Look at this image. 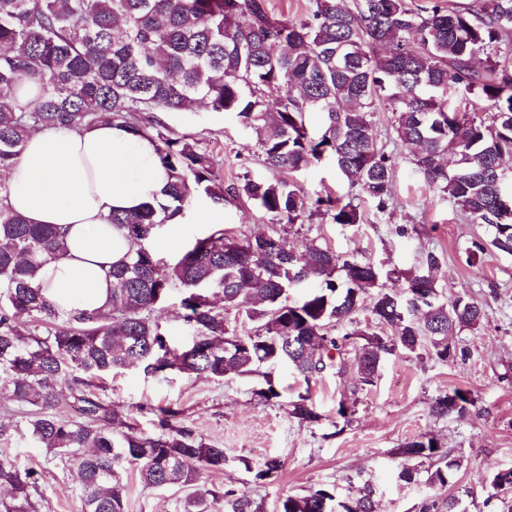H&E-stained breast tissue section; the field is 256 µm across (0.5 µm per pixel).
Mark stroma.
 I'll return each mask as SVG.
<instances>
[{
  "mask_svg": "<svg viewBox=\"0 0 512 512\" xmlns=\"http://www.w3.org/2000/svg\"><path fill=\"white\" fill-rule=\"evenodd\" d=\"M164 120L175 132L194 134L225 186L240 184L247 176L275 178V171L262 162L255 135L235 114L201 107L165 115ZM374 122L378 141L397 162L393 209L383 214L371 201L360 199L362 223L341 226L315 215L287 229V246L301 251L313 241L326 243L336 252H354L397 269V276L384 282L396 293L406 286L404 272L436 253L442 262L437 282L442 296L467 295L486 311L479 330L465 329L454 336L463 357L443 362L398 354L386 361L377 385L367 392L355 391L349 376H337L332 369L307 384L288 367H276L274 375L286 394L309 390L322 416L311 425L290 418L283 402L259 400L255 376L216 382L180 373L152 377L130 368L108 378L107 394L124 404L146 432L154 429L153 407L177 409L178 425L224 450L227 463L222 472L206 476L207 485L246 493L263 502L266 512H275L280 498L314 486H332L345 495L366 482L375 489L376 512H416L427 487L399 482L394 471L401 446L424 434L461 462L448 484L457 512H504L506 502L494 496L491 480L512 469V256L489 248L491 227L467 223L453 202L423 182L410 163L409 148L393 138L391 113H375ZM294 179L310 198L325 192L345 198L350 193L326 159ZM224 226L240 235H258L268 231L271 222L240 197L226 199ZM477 243L484 245L483 253H474ZM472 253L477 256L473 263L468 260ZM455 388L472 392L470 413L435 417L433 401ZM341 400L354 408L351 422L336 414ZM0 448L20 467L42 470L39 512H80L82 490L71 466L47 462L42 449L20 436ZM270 456L283 462L279 476L270 482H254L237 463L245 457L258 464ZM123 481L128 512H183L187 489L144 486L131 468Z\"/></svg>",
  "mask_w": 512,
  "mask_h": 512,
  "instance_id": "obj_1",
  "label": "stroma"
}]
</instances>
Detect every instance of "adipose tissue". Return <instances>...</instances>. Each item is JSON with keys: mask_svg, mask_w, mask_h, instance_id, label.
<instances>
[{"mask_svg": "<svg viewBox=\"0 0 512 512\" xmlns=\"http://www.w3.org/2000/svg\"><path fill=\"white\" fill-rule=\"evenodd\" d=\"M167 180L153 142L110 120L87 130L30 133L6 204L27 223L55 225L66 241V255L38 273L55 306L107 305L110 271L131 251L111 218L157 204Z\"/></svg>", "mask_w": 512, "mask_h": 512, "instance_id": "adipose-tissue-1", "label": "adipose tissue"}]
</instances>
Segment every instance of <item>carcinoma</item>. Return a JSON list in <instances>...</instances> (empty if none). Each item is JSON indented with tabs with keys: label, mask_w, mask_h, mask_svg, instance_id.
<instances>
[{
	"label": "carcinoma",
	"mask_w": 512,
	"mask_h": 512,
	"mask_svg": "<svg viewBox=\"0 0 512 512\" xmlns=\"http://www.w3.org/2000/svg\"><path fill=\"white\" fill-rule=\"evenodd\" d=\"M512 0H476L464 10L447 0H308L299 18L278 16L269 0H0V201L34 129L82 130L107 118L154 141L167 171L163 200L134 216L112 215L132 244L129 261L112 268V296L103 310L61 311L37 278L65 242L50 224H29L0 204V395L30 407L24 428L0 423V442L15 434L72 465L82 512H127L123 472L137 470L149 487L192 486L184 512H265L233 490L197 488L203 475L224 469V449L156 410L153 432L130 422L126 407L107 396L104 377L131 366L161 376L176 371L222 381L260 375L254 394L281 397L268 368L286 365L309 382L334 367L333 353L355 336L351 377L358 391L376 386L385 360L399 352L446 361L457 357L448 337L475 329L483 309L437 289L439 257L404 274L400 294L381 284V267L315 243L288 249L279 230L239 237L218 229L194 239L166 263L150 242L158 229L197 196L213 203L245 195L276 224H302L306 197L293 181L255 180L224 188L208 154L171 132L159 114L188 112L201 102L234 113L256 136L265 165L299 173L326 157L357 194L315 200L333 224L360 223L355 200L384 213L393 206L395 157L378 145L373 113H392V128L411 149L425 183L448 196L472 224L493 228L490 245L512 255V180L499 169L512 158ZM24 81L33 100L15 101ZM458 93L448 101V89ZM320 112L318 135L306 114ZM316 283L297 300L288 291ZM180 292L192 342L177 345L153 316ZM370 294L374 324L333 334L354 322ZM253 329L240 335L227 315ZM27 316L20 329L17 314ZM386 327V334L379 328ZM83 418L60 414L62 389ZM471 391L438 396V416L463 415ZM300 424L322 420L307 394L287 402ZM399 454L397 479L425 483L432 494L418 512H456L442 496L461 462L426 435ZM429 461L426 479L420 466ZM238 464L255 482L277 478L276 457ZM41 473L22 470L0 453V512H38ZM365 483L339 498L327 488L283 498L277 512H375Z\"/></svg>",
	"instance_id": "1"
}]
</instances>
